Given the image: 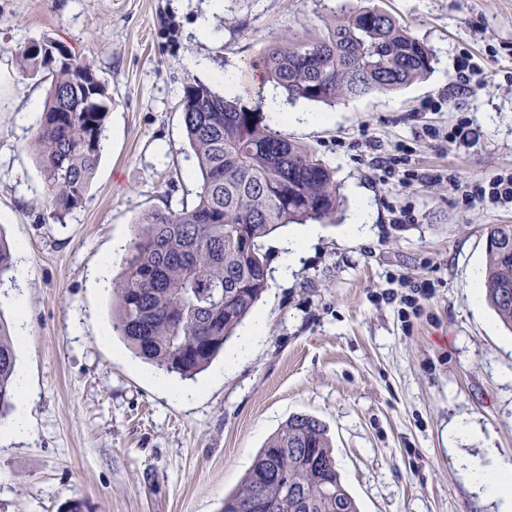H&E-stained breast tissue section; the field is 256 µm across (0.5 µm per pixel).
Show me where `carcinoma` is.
Instances as JSON below:
<instances>
[{"mask_svg":"<svg viewBox=\"0 0 512 512\" xmlns=\"http://www.w3.org/2000/svg\"><path fill=\"white\" fill-rule=\"evenodd\" d=\"M24 70L50 74L43 122L32 148L48 202L63 220L86 201L112 104L94 66L54 41L21 51ZM433 55L389 13L359 4L323 31L272 41L248 62L291 101L338 100L400 90L431 70ZM263 91L254 105L199 82L183 86L186 139L200 172L196 200L154 209L132 225L122 275L112 281V329L133 353L183 378L223 350L267 286L264 240L286 224L331 219L339 207L334 171L266 122ZM485 288L512 329V224L491 230ZM16 354L0 318V417L17 386ZM357 512L336 471L325 425L290 417L260 449L221 512Z\"/></svg>","mask_w":512,"mask_h":512,"instance_id":"cac0c4a2","label":"carcinoma"}]
</instances>
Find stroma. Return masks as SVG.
I'll return each instance as SVG.
<instances>
[{
  "label": "stroma",
  "mask_w": 512,
  "mask_h": 512,
  "mask_svg": "<svg viewBox=\"0 0 512 512\" xmlns=\"http://www.w3.org/2000/svg\"><path fill=\"white\" fill-rule=\"evenodd\" d=\"M372 2L428 44L431 73L332 108L292 104L314 122L284 133L334 170L343 205L289 275L283 246L306 225L266 240L254 311L183 380L113 335L99 273L118 277L131 224L164 196L195 197L184 84L220 92L230 76L249 90L246 59L274 36L318 33L346 0H0V72L25 97H46L18 58L41 39L89 60L112 92L87 201L62 223L30 148L37 127L20 122L21 98L0 92V234L14 246L0 314L25 382L13 406L28 419L21 438L4 433L13 416L0 419V512H221L294 414L326 425L359 512H500L460 462L512 456V331L472 298L487 235L512 224V204L466 191L512 172V0ZM467 55L483 80L469 89ZM191 56L201 70L187 68ZM463 121L467 139L448 138ZM360 199L372 210L364 240L346 232ZM403 210L412 223H395ZM257 325L262 339L243 348Z\"/></svg>",
  "instance_id": "obj_1"
}]
</instances>
